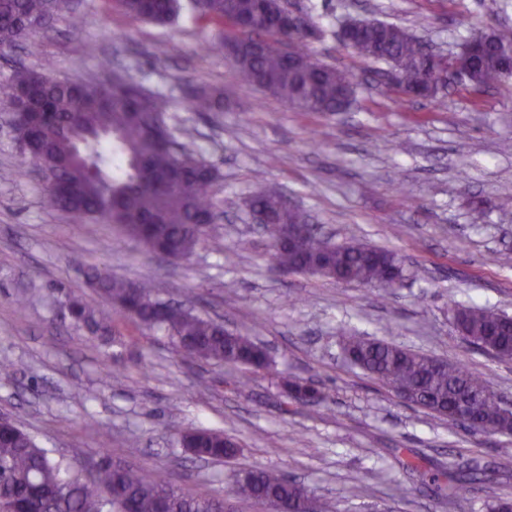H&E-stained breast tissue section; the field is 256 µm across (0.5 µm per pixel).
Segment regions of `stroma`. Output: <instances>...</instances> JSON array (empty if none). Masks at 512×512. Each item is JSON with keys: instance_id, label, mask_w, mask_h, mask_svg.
Returning <instances> with one entry per match:
<instances>
[{"instance_id": "stroma-1", "label": "stroma", "mask_w": 512, "mask_h": 512, "mask_svg": "<svg viewBox=\"0 0 512 512\" xmlns=\"http://www.w3.org/2000/svg\"><path fill=\"white\" fill-rule=\"evenodd\" d=\"M72 2L81 27L60 19L0 49V81L48 59L61 77L117 73L164 96L178 141L219 170L221 217L180 261L118 225L76 222L49 205L0 112V366L11 368L0 374V416L65 459L103 454L164 473L191 495H225L238 469L258 467L303 482L338 512H485L489 499L512 497V434H474L402 402L344 362L338 336L346 329L462 360L512 402V361L468 345L448 306L512 315V80L481 92L452 80L437 100L412 98L384 83V64L337 37L346 19L380 20L451 55L477 30L512 27V0H288L319 27L310 42L317 58L358 75L351 106L335 114L244 88L217 46L223 27L191 11L158 26L107 0ZM201 89L221 92V104L194 111ZM261 187L335 241L397 252L412 278L378 293L283 272L246 207ZM93 267L149 281L163 299L191 300L197 313L264 344L270 368L186 360L167 336L118 313L109 334L90 333L68 304L104 306L87 280ZM286 377L319 383L331 402L313 409L287 398ZM195 428L224 431L236 454L195 459L180 443ZM471 458L497 478L439 495L432 474Z\"/></svg>"}]
</instances>
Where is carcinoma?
Returning a JSON list of instances; mask_svg holds the SVG:
<instances>
[{"label": "carcinoma", "mask_w": 512, "mask_h": 512, "mask_svg": "<svg viewBox=\"0 0 512 512\" xmlns=\"http://www.w3.org/2000/svg\"><path fill=\"white\" fill-rule=\"evenodd\" d=\"M132 20L160 25L174 22L185 8L182 0H113ZM198 17L231 28L233 37L223 48L233 57L245 84L261 89L302 112H342L355 96L358 81L347 69L319 62L308 41L317 31L288 34V55L276 43L279 29L273 19L282 11L280 0H192ZM66 15L79 24L70 0H0V48L26 38L22 20L46 25ZM492 39L472 63L469 85L486 89L500 81L503 54L512 50V28L491 29ZM357 55L374 63L398 67L402 82L421 79L429 50L407 29L372 20L353 44ZM49 64L20 69L0 83V109L12 115L39 114L33 136L42 142L37 159L48 180L50 203L80 222L97 218L119 225L124 233L151 251L179 260L199 241L193 227L215 212L213 188L217 169L177 142L165 121L167 101L146 92L121 75L109 84L94 80L56 78ZM220 103L217 95L199 92L191 104L209 112ZM250 209L265 214L271 223L266 236L272 259L289 272L323 262L327 277L337 271L346 282L373 290L395 288L391 268L399 266L401 279L409 277L404 261L394 252L359 241L334 242L310 230L293 247L278 242L279 228L298 215L283 210L280 195L270 189L255 191ZM88 282L118 311L150 331L170 337L178 352L192 360L224 362L255 369L269 365L261 345L251 337L229 331L221 324L184 306L160 299L147 281L115 279L98 269ZM76 321L93 332H107L111 316L79 299L73 300ZM452 318L470 345H487L501 360H512V317L492 309L455 304ZM344 356L370 377L393 391L406 392L414 402L448 422L456 399L466 398L482 426L475 432L512 434V414L501 397L479 374L459 361H450L402 346L343 333ZM294 400L312 393L320 403L327 396L314 385L288 379ZM199 459L230 457L235 449L224 431L188 432ZM485 470L475 464L448 473V492L480 479ZM231 493L257 503L284 501L294 512H334L333 505L304 484L264 469L236 475ZM231 512L222 497L192 496L175 487L164 474H150L133 466H115L106 458L65 463L40 447L16 426L0 433V512Z\"/></svg>", "instance_id": "cac0c4a2"}]
</instances>
